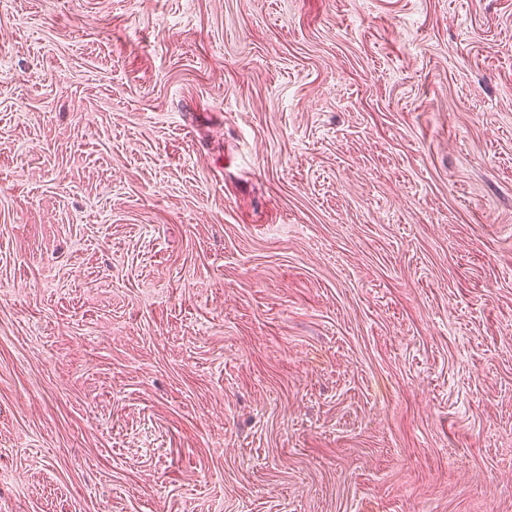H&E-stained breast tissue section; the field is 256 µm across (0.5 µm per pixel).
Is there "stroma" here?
I'll return each instance as SVG.
<instances>
[{
	"label": "stroma",
	"instance_id": "35a3bbf8",
	"mask_svg": "<svg viewBox=\"0 0 512 512\" xmlns=\"http://www.w3.org/2000/svg\"><path fill=\"white\" fill-rule=\"evenodd\" d=\"M0 512H512V0H0Z\"/></svg>",
	"mask_w": 512,
	"mask_h": 512
}]
</instances>
